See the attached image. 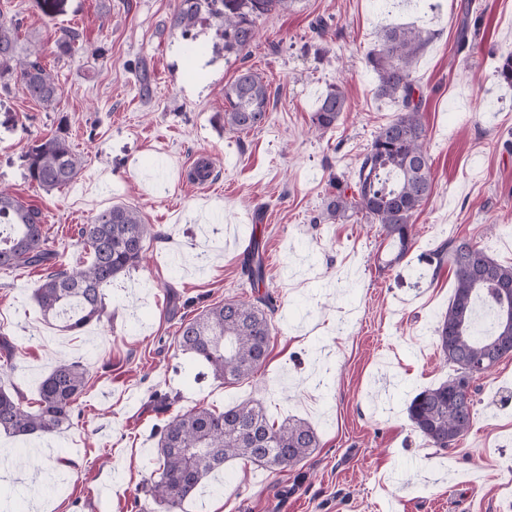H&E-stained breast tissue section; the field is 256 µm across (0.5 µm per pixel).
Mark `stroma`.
Listing matches in <instances>:
<instances>
[{"instance_id":"stroma-1","label":"stroma","mask_w":512,"mask_h":512,"mask_svg":"<svg viewBox=\"0 0 512 512\" xmlns=\"http://www.w3.org/2000/svg\"><path fill=\"white\" fill-rule=\"evenodd\" d=\"M464 2L399 0L387 11L379 0H296L260 24L238 62L225 60L209 24L197 32L210 52L184 55L171 26L177 0H63L50 16L39 0H0L1 14L22 21L21 47L43 46L61 87L52 110L20 85L0 91V188L41 210L68 266L84 255L78 229L113 204L137 208L162 233L148 244L147 265L106 289L111 320L77 331L43 317L33 296L42 270L0 273V333L12 346L0 349V387L28 405L57 361L89 368L51 456H37V438L0 434L9 512H165L143 486L164 422L242 401L261 403L275 423L305 420L319 447L304 465L274 472L228 461L184 512H512V357L476 380L473 425L452 448H434L406 412L450 373L434 328L454 272L446 265L418 277L426 256L464 236L512 264V86L494 73L512 51V0H472L469 13ZM464 22L471 35L461 50ZM397 24L430 34L412 77L433 194L413 218L411 251L386 268L378 225L322 214L398 110L378 97L365 62L382 29ZM69 28L107 54L57 57L54 41ZM140 61L154 79L148 97L134 76ZM242 65L268 83L272 112L262 128L234 133L219 115ZM339 81L347 110L333 133L317 136L310 116ZM62 121L84 168L47 192L27 179L24 152ZM201 159L214 167L211 187H185L182 170ZM254 241L276 300L270 354L253 377L224 385L200 377L174 338L205 307L255 297L241 270ZM63 459L70 471L59 469Z\"/></svg>"}]
</instances>
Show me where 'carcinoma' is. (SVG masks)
I'll list each match as a JSON object with an SVG mask.
<instances>
[{
	"mask_svg": "<svg viewBox=\"0 0 512 512\" xmlns=\"http://www.w3.org/2000/svg\"><path fill=\"white\" fill-rule=\"evenodd\" d=\"M295 0H178L171 24L190 39L184 53L203 55L207 46L196 42L195 27L212 21L221 31L224 52L245 60L261 21L288 10ZM21 22L0 19V89L10 82L46 109L56 107L61 95L57 78L47 68L41 49L19 47ZM419 27L384 31L377 49L368 52L367 66L377 77V91L400 105L394 119L379 126L356 171L352 194L336 188L327 198L325 213L333 220L354 214L380 225L388 241V267L402 262L415 235L413 218L432 193L431 163L425 145L422 97L412 78V64L426 44ZM59 57L83 48V35L64 30L55 40ZM499 80L512 85V53L497 59ZM268 85L259 73L243 67L224 87V128L247 133L263 127L270 112ZM344 89L330 86L312 127L325 134L336 129L346 110ZM26 177L46 191L73 183L83 162L69 140L66 121L56 131L33 140L28 147ZM0 272L16 273L42 267L46 274L34 298L46 317L65 320L64 328L79 330L101 321L105 312L104 288L130 274L146 260V244L158 237L153 225L126 204H114L79 229L88 262L56 267L58 251L49 247L48 229L39 209L12 192L0 189ZM454 270L455 289L448 310L435 328V343L453 374L436 386L415 394L407 416L415 431L433 447H452L470 429L474 416L472 386L476 379L512 356V266L498 263L465 237L448 240L432 252L430 264L439 271L444 263ZM242 273L254 285L264 281V261L258 243L247 251ZM271 294L254 300H230L204 309L181 322L177 347L207 368L214 379L234 384L251 377L266 361L271 340ZM88 367L63 361L42 380L37 406L23 405L18 395L0 388V432L12 436L43 437L70 423L73 405L87 383ZM319 447L316 431L301 420L275 425L263 408L251 401L229 404L222 412L193 407L171 416L157 442V468L149 482L155 499L166 512H180L204 481L224 463L244 458L269 469L294 468Z\"/></svg>",
	"mask_w": 512,
	"mask_h": 512,
	"instance_id": "obj_1",
	"label": "carcinoma"
}]
</instances>
